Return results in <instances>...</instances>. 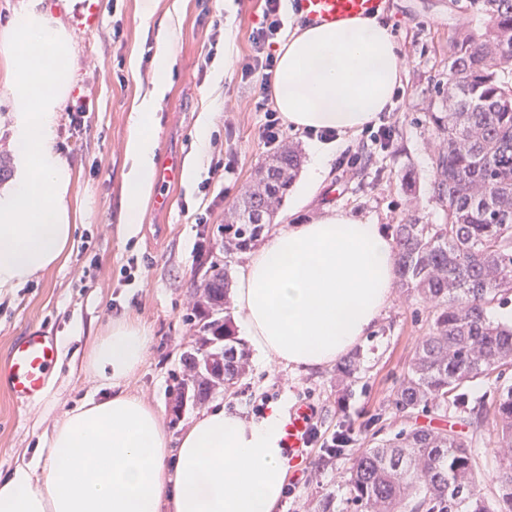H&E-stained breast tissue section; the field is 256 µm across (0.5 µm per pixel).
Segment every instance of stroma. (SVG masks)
Wrapping results in <instances>:
<instances>
[{
    "label": "stroma",
    "mask_w": 512,
    "mask_h": 512,
    "mask_svg": "<svg viewBox=\"0 0 512 512\" xmlns=\"http://www.w3.org/2000/svg\"><path fill=\"white\" fill-rule=\"evenodd\" d=\"M145 20L140 0H104L98 29L72 36L76 54L74 91L90 102L85 124L72 130L59 112L56 149L75 171L71 197L80 210L77 246L68 261L0 298V359L21 331L44 328L57 341L58 358L42 394L15 406L0 393V473L30 461L47 427L65 411L93 398L97 386L85 366L92 338L112 318L136 316L151 341L129 391L161 408L172 436L200 409L187 402L174 410L172 389L183 371L181 355L198 342L188 321L193 289L205 272L204 260L235 273L239 251H224L220 226L252 185L258 168L272 156L258 138L263 113L257 90L241 81L239 64L251 50L250 35L261 19V0H155ZM483 0H385L380 14L399 45L401 83L387 114L395 135L388 150L362 145L361 135H343L338 152L364 150L367 160L348 167L331 164L324 187L303 209L284 200L277 229L304 224L323 207L391 228L409 216L440 224L444 211L431 192V157L439 142L430 112L435 88L448 70V37L457 30L479 31ZM172 42L171 85L154 120L159 153L177 157L182 167L197 166L195 179L166 186L167 210L142 205L139 224L124 222L123 175L129 168L126 142L133 108L154 80V57ZM212 120L206 152H199L196 127L202 112ZM232 160L234 171L211 177L215 158ZM412 173L414 194L401 186ZM431 304L416 293L396 290L372 336L351 353L350 378L337 382L335 368L296 374L273 361L248 356L246 370L229 390L212 400L252 410L254 402H286L314 407L323 439L344 433L341 456L326 460L320 449L291 462L293 495L282 512H350L344 485L353 458L377 439L418 426L453 429L463 439L472 431L463 414L418 410L406 417L394 398L420 336L428 328Z\"/></svg>",
    "instance_id": "1"
}]
</instances>
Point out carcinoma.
I'll return each instance as SVG.
<instances>
[{"instance_id":"1","label":"carcinoma","mask_w":512,"mask_h":512,"mask_svg":"<svg viewBox=\"0 0 512 512\" xmlns=\"http://www.w3.org/2000/svg\"><path fill=\"white\" fill-rule=\"evenodd\" d=\"M489 23L479 34L448 37V75L428 113L440 138L432 157L433 193L445 223L407 218L393 226L400 286L432 302L429 330L400 383L399 412L454 407L478 433L487 415L471 405L467 384L512 365V326L490 309L512 295V86L501 73L512 65V0H485ZM301 165L294 148L274 155L255 183L231 206L224 237L244 250L271 223ZM199 284L203 301L190 309L205 352L183 356L188 369L177 388L201 400L242 374L246 354L230 327L225 268ZM499 447L491 482L473 446L451 431H399L354 459L345 487L355 512H512V386L493 401Z\"/></svg>"}]
</instances>
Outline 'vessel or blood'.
<instances>
[{
    "mask_svg": "<svg viewBox=\"0 0 512 512\" xmlns=\"http://www.w3.org/2000/svg\"><path fill=\"white\" fill-rule=\"evenodd\" d=\"M292 8L313 24H337L355 18L372 17L382 12L384 0H291ZM103 0H80L72 18L76 31L97 28ZM57 346L42 329L32 328L11 342L0 361V392L19 406L25 405L44 390L56 361ZM312 410L305 405L293 407L284 426V441L292 458L304 454L306 431Z\"/></svg>",
    "mask_w": 512,
    "mask_h": 512,
    "instance_id": "b4317fda",
    "label": "vessel or blood"
}]
</instances>
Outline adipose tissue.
Masks as SVG:
<instances>
[{
	"instance_id": "adipose-tissue-1",
	"label": "adipose tissue",
	"mask_w": 512,
	"mask_h": 512,
	"mask_svg": "<svg viewBox=\"0 0 512 512\" xmlns=\"http://www.w3.org/2000/svg\"><path fill=\"white\" fill-rule=\"evenodd\" d=\"M278 56L274 105L299 131L358 132L391 105L400 84L398 44L373 18L296 26ZM172 65L163 44L152 88L134 107L124 175L129 225L138 224L155 179L153 122ZM73 78L64 26L42 0H28L0 32V85L17 101L12 175L0 184V294L64 263L74 245V171L55 148ZM395 282L386 230L330 208L270 232L248 252L232 302L259 359L306 373L373 332ZM149 343L127 315L95 338L86 367L104 389L101 400L66 411L44 432L39 456L0 477V512H278L287 483L283 404L255 417L217 401L172 436L161 409L127 389Z\"/></svg>"
}]
</instances>
